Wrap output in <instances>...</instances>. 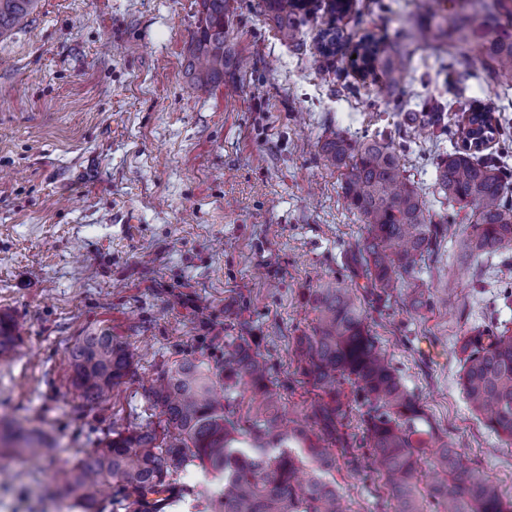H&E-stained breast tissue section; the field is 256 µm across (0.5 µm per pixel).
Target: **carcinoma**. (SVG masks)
Instances as JSON below:
<instances>
[{"label": "carcinoma", "mask_w": 512, "mask_h": 512, "mask_svg": "<svg viewBox=\"0 0 512 512\" xmlns=\"http://www.w3.org/2000/svg\"><path fill=\"white\" fill-rule=\"evenodd\" d=\"M457 0V8L439 16L437 27L448 36V54L466 67L456 94L412 112L408 123L432 145L443 134L458 142L439 155L435 186L448 205L470 211V224L459 242V260L502 257L512 251V185L496 156H479L473 142L475 124L489 127L490 141L507 127L490 106L463 107L464 81L470 62L481 63L486 80L512 87V24L508 0ZM38 0H0V38L22 26ZM267 12L281 38L299 44V11L303 0H266ZM202 17L192 38L196 61L192 79L200 90L224 80L232 52L226 40L228 0H202ZM338 32L321 35V54L339 53ZM362 58L378 61L391 75L380 87L387 94L400 81L407 57L392 46L367 37ZM466 112L464 123L446 125V113ZM327 168L344 169L342 197L364 224L365 236L349 254L356 276L376 300L386 305L405 292L414 311L447 305L420 278L424 266L437 261L451 224L433 219L422 189L406 175L401 154L385 136L354 139L338 131L318 143ZM309 329L295 338L293 358L302 382L317 390L303 410V421L281 412V394L270 369L256 350L251 326L239 323V335L224 337V362L213 370L197 357L165 364L143 388L157 420L112 429L94 448L77 457L48 487L50 495L70 498L73 512H148L149 496L169 491L192 466L224 474L219 493L206 503L192 502V512H347L345 496L330 479L338 459L353 472L374 471L384 478L390 502L387 512H512L497 485L462 465L453 444L443 441L433 453L441 478L426 495L414 476L428 448L420 428L425 413L402 383L397 369L377 345L360 302L339 281H322L312 289ZM19 340L17 322L0 315V356ZM463 355L459 384L469 410L512 444V330L490 320L460 338ZM137 364L131 345L109 328L75 338L68 348L67 372L81 399L103 407L112 389L131 377ZM250 395L247 411L241 403ZM360 411L363 437L353 441L349 423ZM41 454L51 446L35 429L0 420V456L4 452Z\"/></svg>", "instance_id": "carcinoma-1"}]
</instances>
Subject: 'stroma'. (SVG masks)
Returning <instances> with one entry per match:
<instances>
[{
	"mask_svg": "<svg viewBox=\"0 0 512 512\" xmlns=\"http://www.w3.org/2000/svg\"><path fill=\"white\" fill-rule=\"evenodd\" d=\"M420 0H354L337 25L346 46L319 69L314 38L328 16L304 17L302 43H283L265 0H230L228 42L245 66L210 92L194 89L189 45L201 0H40L31 21L0 40V313L21 339L0 357V416L43 429L52 457L5 460L0 512H55L42 495L90 439L149 415L143 387L165 362L223 361L221 336L253 325L288 413L296 384L293 339L311 322L318 279L345 275L363 226L345 209L341 175L316 143L330 132L408 142L405 169L431 212L436 154L402 128L404 113L444 91L447 52L419 35L434 25ZM374 34L410 61L391 99L383 70L358 75L353 55ZM455 240L422 277L449 285L448 305L413 316L361 296L381 349L472 469L512 500V445L472 415L460 391L458 336L495 317L512 258L461 263ZM111 328L140 353L106 410L83 402L66 372L67 348ZM349 512H381L387 488L337 464Z\"/></svg>",
	"mask_w": 512,
	"mask_h": 512,
	"instance_id": "obj_1",
	"label": "stroma"
}]
</instances>
